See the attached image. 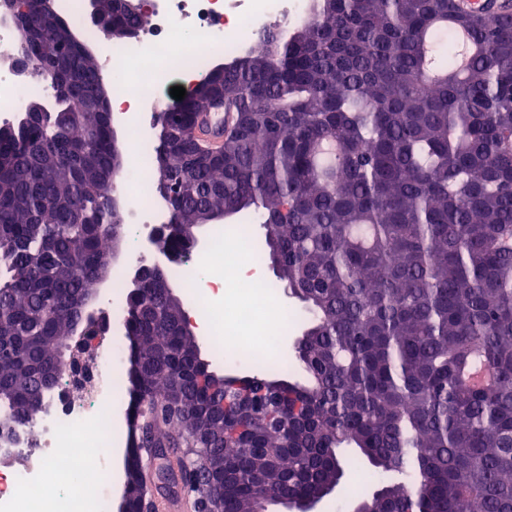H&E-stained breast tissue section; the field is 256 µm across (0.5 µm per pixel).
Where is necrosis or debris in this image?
Returning a JSON list of instances; mask_svg holds the SVG:
<instances>
[{
	"mask_svg": "<svg viewBox=\"0 0 512 512\" xmlns=\"http://www.w3.org/2000/svg\"><path fill=\"white\" fill-rule=\"evenodd\" d=\"M309 0H148L146 24L136 39L113 44L98 58L101 73L116 83L132 81L133 68L154 67L181 56L184 75L191 76L210 59L212 48L238 49L272 23L298 21L309 11ZM17 29L11 16L0 14V125L14 122L25 108L21 90L27 76L18 72ZM123 112L135 114L141 128L130 142L131 163L124 174L122 195L133 203L131 237L126 257L116 266L110 283L88 282L98 300L94 320L105 324L96 348L75 354L70 369L61 373L54 395L37 421V439L26 431L0 433V512H24L23 497L34 489L49 504V512H108L107 451L122 447L119 420L124 411L123 350L127 284L135 266L150 262L149 240L168 220L165 202L145 200L140 189L151 179L149 129L155 104L127 100ZM241 226H216L205 249H191L188 259L167 265L168 275L181 283L192 308L206 314L225 303L228 322H209L207 333L217 358L234 360L248 355L264 358L255 342L266 324L261 297L269 283L246 284L224 255L248 246Z\"/></svg>",
	"mask_w": 512,
	"mask_h": 512,
	"instance_id": "4bbe7bcc",
	"label": "necrosis or debris"
}]
</instances>
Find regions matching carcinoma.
<instances>
[{
	"instance_id": "1",
	"label": "carcinoma",
	"mask_w": 512,
	"mask_h": 512,
	"mask_svg": "<svg viewBox=\"0 0 512 512\" xmlns=\"http://www.w3.org/2000/svg\"><path fill=\"white\" fill-rule=\"evenodd\" d=\"M95 0L106 33L146 17ZM18 54L48 66L54 108L0 125V427L31 429L84 285L123 250L129 155L88 43L55 8L13 9ZM451 39L438 60L440 32ZM468 38L460 57L457 34ZM237 113L224 152L189 138L210 100ZM152 182L182 252L200 226L252 212L288 295L310 314L294 372L219 374L161 270L126 303L127 498L144 490V434L181 457L186 494L273 512L340 487L348 464L384 484L355 512H512V11L453 0H313L285 37L206 68L161 112ZM221 466L195 468L199 449Z\"/></svg>"
}]
</instances>
